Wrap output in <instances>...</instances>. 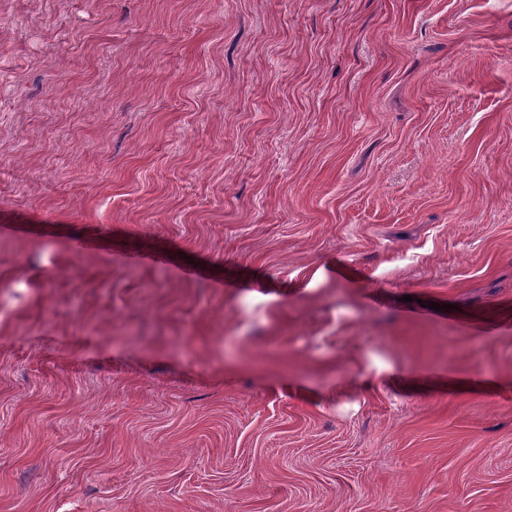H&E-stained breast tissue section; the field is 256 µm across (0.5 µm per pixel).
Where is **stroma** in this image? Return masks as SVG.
Instances as JSON below:
<instances>
[{"instance_id":"35a3bbf8","label":"stroma","mask_w":512,"mask_h":512,"mask_svg":"<svg viewBox=\"0 0 512 512\" xmlns=\"http://www.w3.org/2000/svg\"><path fill=\"white\" fill-rule=\"evenodd\" d=\"M0 512H512V0H0Z\"/></svg>"}]
</instances>
